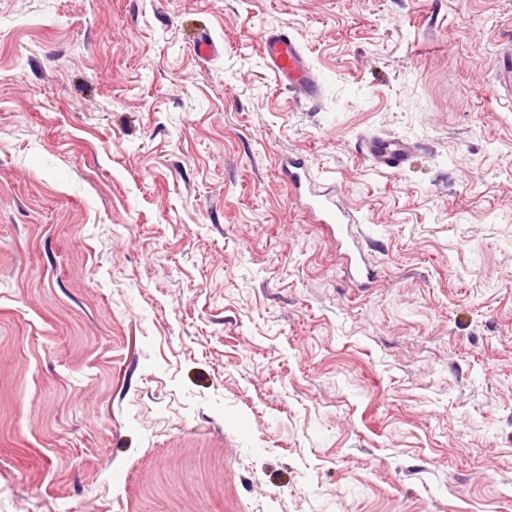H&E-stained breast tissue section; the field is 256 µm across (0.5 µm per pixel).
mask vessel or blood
Returning <instances> with one entry per match:
<instances>
[{
  "label": "vessel or blood",
  "instance_id": "obj_1",
  "mask_svg": "<svg viewBox=\"0 0 512 512\" xmlns=\"http://www.w3.org/2000/svg\"><path fill=\"white\" fill-rule=\"evenodd\" d=\"M260 39L262 53L276 80L297 89L307 99L317 100L321 95L322 85L296 37L287 28L279 27L262 32ZM414 149V144L397 139L369 138L361 143L362 153L376 169L386 173L403 171ZM298 202L308 214L311 223L322 225L327 234L335 239L349 279L360 286L372 280L373 272L364 260L356 220L341 208L337 198L311 189L299 197Z\"/></svg>",
  "mask_w": 512,
  "mask_h": 512
}]
</instances>
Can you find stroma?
<instances>
[{"label": "stroma", "instance_id": "1", "mask_svg": "<svg viewBox=\"0 0 512 512\" xmlns=\"http://www.w3.org/2000/svg\"><path fill=\"white\" fill-rule=\"evenodd\" d=\"M509 43L512 0H0V512H512ZM260 39L262 53L276 80L297 89L308 100H317L322 91L319 77L288 28H271L262 32ZM414 144L404 140H380L369 138L361 142V152L381 172L398 173L404 170ZM297 200L310 222L322 224L326 233L335 239L349 279L360 286L372 280L373 271L365 263L356 220L341 208L337 198L309 186L308 192L304 196L300 194Z\"/></svg>", "mask_w": 512, "mask_h": 512}]
</instances>
